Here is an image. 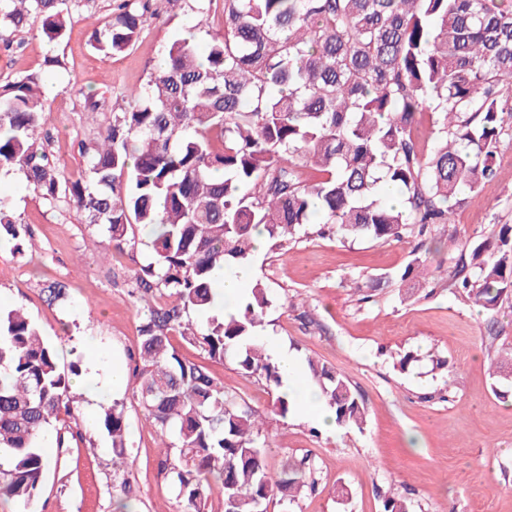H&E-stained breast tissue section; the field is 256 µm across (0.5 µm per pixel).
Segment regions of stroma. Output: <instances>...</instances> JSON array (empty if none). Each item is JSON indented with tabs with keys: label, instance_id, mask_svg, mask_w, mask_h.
I'll return each instance as SVG.
<instances>
[{
	"label": "stroma",
	"instance_id": "obj_1",
	"mask_svg": "<svg viewBox=\"0 0 512 512\" xmlns=\"http://www.w3.org/2000/svg\"><path fill=\"white\" fill-rule=\"evenodd\" d=\"M151 6L161 23L119 56L101 57L89 44L93 22L110 18L112 0L73 8L61 45L31 26L15 33L13 51L0 50L1 84L42 73L48 149L69 180L84 179L85 149L117 98L145 84L163 45L195 22L187 0H152ZM52 56L60 66L47 67ZM89 96L100 113L86 111ZM0 197L27 228L22 237H0V309L22 308L53 345L60 368L77 367L70 394L82 433L69 447L50 448L58 468L28 506L1 501L0 512H117L125 494L134 512H180L156 428L131 386L114 394L127 427V472L113 469L107 432L85 421L90 347L129 375L140 362L139 326L157 302L131 288L134 269L151 259L145 229L135 226L134 246L106 260L99 227L78 223L66 203L44 200L22 172L0 175ZM497 224L512 225L510 129L497 149L495 177L477 198L455 206L452 223L400 242L313 234L255 252L251 264L270 299L259 336L343 373L367 409L363 429H320L299 412L280 415L275 390L242 375L234 356L214 361L172 336L180 356L204 365L265 420L271 437L263 456L271 476L288 461L309 460L314 486L301 492L292 512H384L392 496L406 499L412 512H512V397L495 396L488 370L497 351L512 349V302L491 317L451 286L459 245L487 237ZM416 258L434 271L433 289L401 281ZM54 282L65 284L66 301L48 303L44 290ZM407 353L416 361L403 371L398 361ZM436 358L446 368H433Z\"/></svg>",
	"mask_w": 512,
	"mask_h": 512
}]
</instances>
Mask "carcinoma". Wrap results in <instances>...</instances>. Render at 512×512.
<instances>
[{
	"label": "carcinoma",
	"instance_id": "cac0c4a2",
	"mask_svg": "<svg viewBox=\"0 0 512 512\" xmlns=\"http://www.w3.org/2000/svg\"><path fill=\"white\" fill-rule=\"evenodd\" d=\"M149 2L120 0L93 25L92 47L106 58L127 52L158 20ZM213 3L192 0L189 36L171 38L165 68L112 108L83 181L67 180L44 146L42 75L0 84V173L23 172L44 200L99 226L109 250L130 245L135 224L154 229L152 261L132 280L141 295L170 301L140 325L135 395L171 439L163 464L182 512H205L213 479L224 512H267L275 495L289 512L313 485L308 460L270 481L256 412L181 358L170 336L215 361L233 353L241 374L280 387L282 371L256 336L269 306L261 279L233 314L215 312L214 274L250 263L257 228L281 247L316 217L317 234L342 240L400 241L450 223L457 195L474 197L495 176L512 128V0H224L217 32ZM69 16L66 0H0V48L32 21L58 43ZM383 179L399 188L400 205L384 201ZM1 230L19 235L2 198ZM465 250L453 287L492 317L512 299V225ZM432 277L417 258L401 275L421 288ZM192 311L206 318L200 330ZM510 365L512 351L490 364L503 398L512 396ZM306 366L336 425L363 428L364 402L347 377L314 358ZM68 373L22 309L0 310L1 500L26 505L37 494L52 468L44 428L58 424L57 448L80 435ZM98 423L123 459L119 403L102 405Z\"/></svg>",
	"mask_w": 512,
	"mask_h": 512
}]
</instances>
